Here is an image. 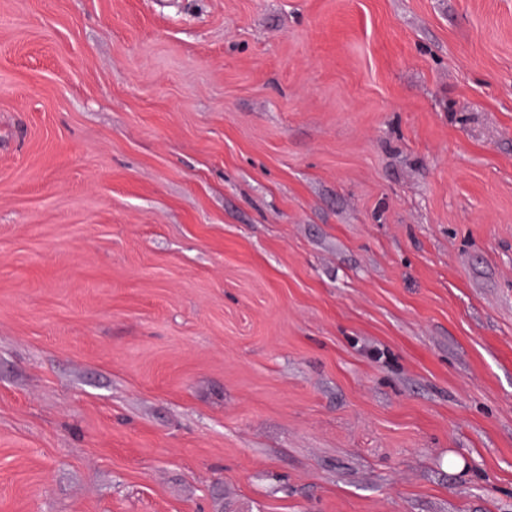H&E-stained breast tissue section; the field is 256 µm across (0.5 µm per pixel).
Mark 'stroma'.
<instances>
[{
  "label": "stroma",
  "instance_id": "35a3bbf8",
  "mask_svg": "<svg viewBox=\"0 0 512 512\" xmlns=\"http://www.w3.org/2000/svg\"><path fill=\"white\" fill-rule=\"evenodd\" d=\"M0 512H512V0H0Z\"/></svg>",
  "mask_w": 512,
  "mask_h": 512
}]
</instances>
